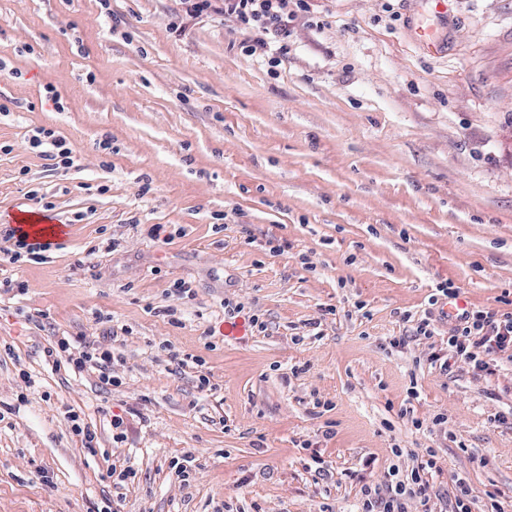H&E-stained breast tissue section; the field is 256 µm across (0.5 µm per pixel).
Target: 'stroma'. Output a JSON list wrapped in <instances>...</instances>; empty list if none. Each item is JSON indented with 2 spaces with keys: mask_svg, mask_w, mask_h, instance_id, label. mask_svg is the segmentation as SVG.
Wrapping results in <instances>:
<instances>
[{
  "mask_svg": "<svg viewBox=\"0 0 512 512\" xmlns=\"http://www.w3.org/2000/svg\"><path fill=\"white\" fill-rule=\"evenodd\" d=\"M309 2L273 64L179 0H0V228L41 210L38 186L63 226L45 259L0 266L25 284L0 291V512H357L429 448L433 512L460 478L512 512V423L493 419L512 362H427L444 306L512 294V0ZM41 128L68 171L33 146ZM441 285L456 299L431 304ZM407 313L434 336L411 338ZM61 334L115 335L120 386L48 365ZM36 133L37 135L33 136V144L35 147L46 146L41 154L45 160L54 161L49 164L54 170H66L73 166L72 150L65 147L66 142L62 137L51 129L41 128ZM65 417L71 423V431L75 436H81L82 445L92 452H95L94 442L96 433L88 425L83 424L80 412L74 408L66 407Z\"/></svg>",
  "mask_w": 512,
  "mask_h": 512,
  "instance_id": "35a3bbf8",
  "label": "stroma"
}]
</instances>
